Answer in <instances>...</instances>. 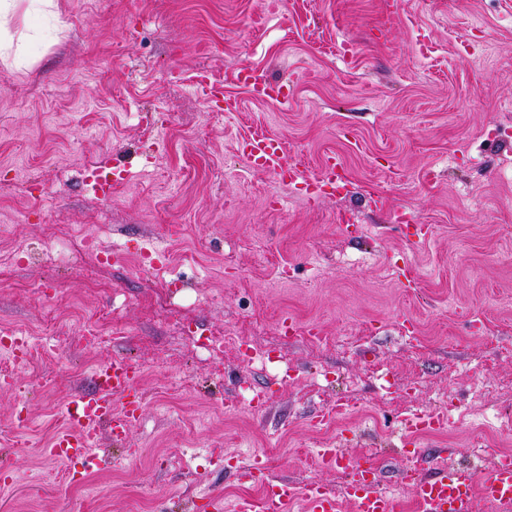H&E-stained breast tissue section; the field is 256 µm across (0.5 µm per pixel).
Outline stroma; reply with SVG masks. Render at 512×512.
Wrapping results in <instances>:
<instances>
[{
    "label": "stroma",
    "instance_id": "35a3bbf8",
    "mask_svg": "<svg viewBox=\"0 0 512 512\" xmlns=\"http://www.w3.org/2000/svg\"><path fill=\"white\" fill-rule=\"evenodd\" d=\"M27 8L10 31L29 64L0 59V255L31 249L0 267V332L32 339L26 364L0 359L17 384L0 390V463L16 474L0 512H204L279 478L324 483L352 512L324 447L376 455L399 512H419L396 470L485 474L512 453V0H57L49 21ZM242 66L287 82L288 106L242 87ZM261 135L311 177L338 157L345 191L309 200L252 170L238 144ZM99 166L124 170L107 201L85 185ZM51 224L102 227L119 262L64 270L43 245ZM151 245L179 294L145 271ZM92 313L124 334L89 341ZM287 317L318 337L285 335ZM197 332L223 352L199 354ZM115 357L141 369V417L124 440L100 434L98 465L70 482L43 450ZM441 410L446 429L402 445L407 419ZM256 453L265 475L239 478Z\"/></svg>",
    "mask_w": 512,
    "mask_h": 512
}]
</instances>
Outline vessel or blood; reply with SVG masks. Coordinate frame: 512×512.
Masks as SVG:
<instances>
[{
	"label": "vessel or blood",
	"instance_id": "b4317fda",
	"mask_svg": "<svg viewBox=\"0 0 512 512\" xmlns=\"http://www.w3.org/2000/svg\"><path fill=\"white\" fill-rule=\"evenodd\" d=\"M238 80L256 96L273 103L288 98V87L268 81L251 67L238 71ZM238 151L248 164L260 172L273 173L278 183L296 186L308 178L295 165L285 162L283 146L275 137L263 136L243 141ZM141 371L135 363L116 357L95 368L93 389L74 394L67 402L69 426L47 446L46 455L69 465L72 481H81L84 469L95 459L93 447L99 428H107L115 439L125 438L138 419L142 397L136 385ZM321 460L331 469H344L350 479L346 495L353 512H396V498L380 489L375 468L361 459L346 456L340 449H322ZM402 480L411 484L421 512H473L475 501H483L490 512H503L512 506V454L500 455L484 476L461 467L445 472H420L408 467ZM302 502L305 512H339L336 493L326 485L312 482L297 485L285 480L269 484L258 499L244 498L226 506L223 496L207 501L208 512H286L289 505Z\"/></svg>",
	"mask_w": 512,
	"mask_h": 512
}]
</instances>
